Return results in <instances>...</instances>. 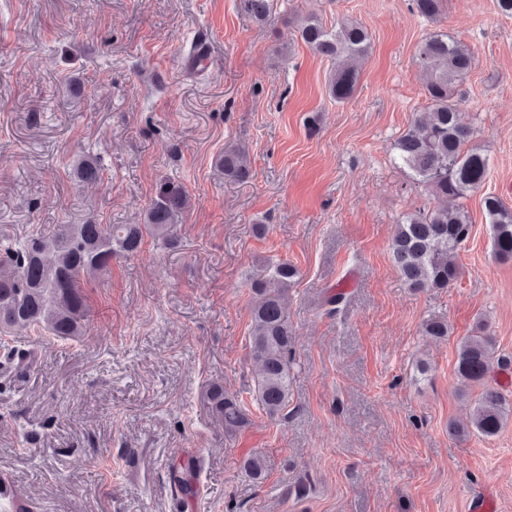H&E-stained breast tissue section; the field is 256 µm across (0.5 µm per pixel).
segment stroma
<instances>
[{"label":"stroma","instance_id":"obj_1","mask_svg":"<svg viewBox=\"0 0 512 512\" xmlns=\"http://www.w3.org/2000/svg\"><path fill=\"white\" fill-rule=\"evenodd\" d=\"M309 12L371 35L345 101L328 93L332 61L299 37ZM440 29L474 55L459 115L489 157L483 192L512 207V17L496 0H447L435 22L410 0H276L263 26L241 0H0V245L53 224L141 223L167 184L189 199L178 248L146 239L87 279L82 336L8 338L32 360L0 370V474L36 512H468L488 490L512 512V423L492 439L448 432L474 402L459 342L487 334L512 357V261L493 254L483 193L463 201L473 231L450 288H408L390 253L402 214L435 205L394 145L427 106L414 55ZM200 43L212 67L183 73ZM230 145L250 158L247 183L217 164ZM83 155L104 184L76 185ZM268 261L299 271L276 418L248 392L249 277ZM336 287L346 300L330 315ZM431 319L447 335H424ZM215 383L247 403L235 433L203 400ZM192 456L200 490L180 503L169 473Z\"/></svg>","mask_w":512,"mask_h":512}]
</instances>
